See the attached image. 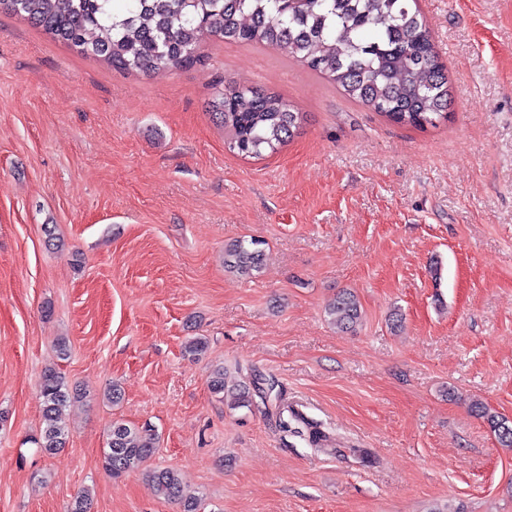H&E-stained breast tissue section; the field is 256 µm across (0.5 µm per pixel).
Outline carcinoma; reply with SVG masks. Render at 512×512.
<instances>
[{
	"label": "carcinoma",
	"instance_id": "cac0c4a2",
	"mask_svg": "<svg viewBox=\"0 0 512 512\" xmlns=\"http://www.w3.org/2000/svg\"><path fill=\"white\" fill-rule=\"evenodd\" d=\"M19 15L53 39L111 68L147 76L201 62V45L211 39L271 47L326 76L351 99L401 125L422 128L446 117L451 104L448 73L431 32L410 0H0V11ZM210 108L224 127L229 148L261 157L285 145L299 129L301 113L280 94L237 83L216 84ZM259 241L236 240L224 268L240 275L261 269ZM326 315L340 330L354 327L361 307L354 292L340 291ZM259 375L228 385L224 368L213 370L209 388L232 393L239 407L278 398L275 381L263 389ZM43 428L33 440L53 454L66 446L65 410L72 399L54 368L39 382ZM471 409L486 420L499 444L512 449V425L478 400ZM285 431L319 447L329 440L320 423L291 411ZM150 426L112 423L103 467L120 477L156 451ZM156 492L179 512H200L202 499L184 489L175 471L149 472Z\"/></svg>",
	"mask_w": 512,
	"mask_h": 512
}]
</instances>
